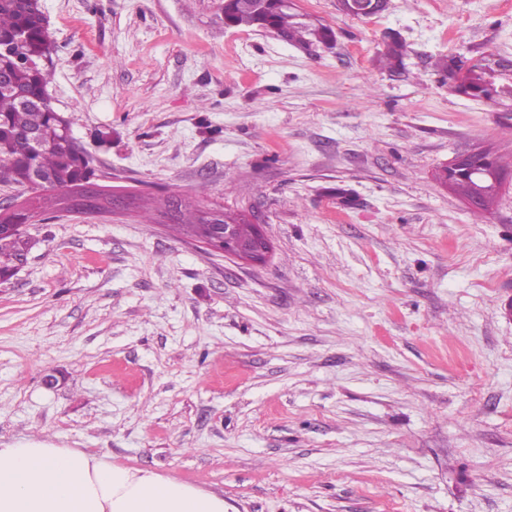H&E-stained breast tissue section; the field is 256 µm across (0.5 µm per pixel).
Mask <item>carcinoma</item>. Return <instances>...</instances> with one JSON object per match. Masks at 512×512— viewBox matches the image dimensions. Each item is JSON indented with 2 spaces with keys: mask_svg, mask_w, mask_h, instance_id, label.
<instances>
[{
  "mask_svg": "<svg viewBox=\"0 0 512 512\" xmlns=\"http://www.w3.org/2000/svg\"><path fill=\"white\" fill-rule=\"evenodd\" d=\"M363 17L379 15L388 9L389 0H357ZM232 26H260L276 33L283 41L299 47L315 43L328 44L334 40L333 30L324 24L301 20L297 11L281 10L274 0H235L229 16ZM14 44L8 54H0V182L30 188L36 199L58 206L62 194L87 179L91 174L84 152L68 139L64 130L70 122L54 110L47 93L48 72L42 60L51 59L52 44L44 24L40 0H0V41ZM383 59L389 70L398 72L405 68L406 44L401 34L392 29L382 33ZM442 72L454 87L473 97L490 94L486 75L512 69V62L494 54L468 64L464 54L446 57L439 63ZM25 89L29 102H20L9 86ZM29 131L38 134L36 146L24 143ZM46 176L47 183L34 180V175ZM451 190L465 200L475 211L484 212L489 205L478 198L497 197L500 189L490 182L473 178L457 179ZM177 206L180 215L189 214L193 222L184 225L193 236H200L204 211L179 199L165 202V211ZM236 224L237 235L249 239L255 229L243 214L227 213ZM31 241L20 228L10 233H0V279L8 280L18 265L28 257Z\"/></svg>",
  "mask_w": 512,
  "mask_h": 512,
  "instance_id": "cac0c4a2",
  "label": "carcinoma"
}]
</instances>
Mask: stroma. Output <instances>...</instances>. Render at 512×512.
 Returning <instances> with one entry per match:
<instances>
[{
  "label": "stroma",
  "instance_id": "35a3bbf8",
  "mask_svg": "<svg viewBox=\"0 0 512 512\" xmlns=\"http://www.w3.org/2000/svg\"><path fill=\"white\" fill-rule=\"evenodd\" d=\"M41 5L52 105L133 203L27 224L0 441L92 448L226 512H512V179L479 215L436 177L512 157V74L476 98L435 66L512 60V0H297L335 33L307 49L226 25L224 0ZM164 197L259 212L269 259L210 252ZM339 1L341 0H337V3H336V9L338 11H340L341 13L345 14V15H349V16H354V17H364V18H369V17H372V16H375V15H379L383 12H385L387 9H388V2L389 0H355L358 3L359 5V8L363 11V16H359V13H357L359 11L358 9V5L355 4L353 2V0L349 1V4H350V11L351 13L352 12H356L355 14H351L350 12H345L341 5L339 3ZM383 59L389 70L398 72L405 68L406 44L401 34L392 29L382 33Z\"/></svg>",
  "mask_w": 512,
  "mask_h": 512
}]
</instances>
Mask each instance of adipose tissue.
<instances>
[{"mask_svg":"<svg viewBox=\"0 0 512 512\" xmlns=\"http://www.w3.org/2000/svg\"><path fill=\"white\" fill-rule=\"evenodd\" d=\"M0 512H225L224 498L88 448L0 444Z\"/></svg>","mask_w":512,"mask_h":512,"instance_id":"ef3b65f1","label":"adipose tissue"}]
</instances>
